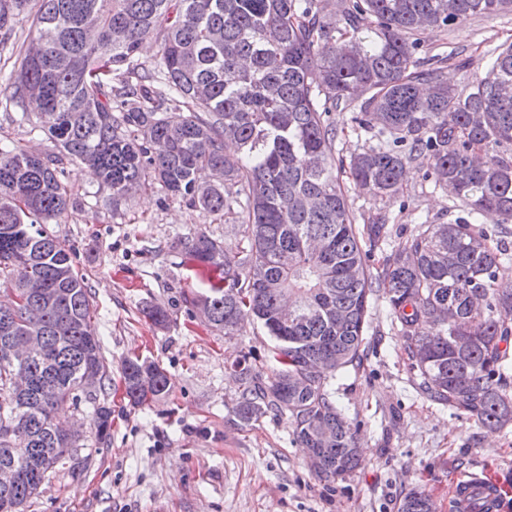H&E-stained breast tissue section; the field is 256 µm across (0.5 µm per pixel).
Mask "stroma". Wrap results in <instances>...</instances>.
Here are the masks:
<instances>
[{
	"label": "stroma",
	"mask_w": 512,
	"mask_h": 512,
	"mask_svg": "<svg viewBox=\"0 0 512 512\" xmlns=\"http://www.w3.org/2000/svg\"><path fill=\"white\" fill-rule=\"evenodd\" d=\"M419 38L427 55L441 58L448 84L461 89L484 77L499 46L512 43V12L429 28ZM460 57L467 62L462 70ZM1 145L53 149L46 127L3 111ZM65 180L74 204L47 230L70 250L92 293L91 325L112 377V437L98 443L86 408L63 405L61 419L80 425L81 447L25 512H399L413 490L428 494L436 512H460L453 488L468 474L504 487L500 512H512V425L484 427L418 390L383 294L370 301L360 369L331 382L337 405L358 430L362 462L345 478L328 480L313 469L286 419L269 414L244 426L233 414L240 395L234 363L267 360L271 339L260 324L244 322L227 336L207 327L189 301L205 291L212 273L191 267L175 241L204 231L230 242L236 228L154 190L113 202L76 163L67 165ZM348 196L358 223L386 215L396 239L461 213L415 164L394 198L354 190ZM149 305L166 310V327L145 315ZM134 356L166 370L168 394L130 404L120 367Z\"/></svg>",
	"instance_id": "stroma-1"
}]
</instances>
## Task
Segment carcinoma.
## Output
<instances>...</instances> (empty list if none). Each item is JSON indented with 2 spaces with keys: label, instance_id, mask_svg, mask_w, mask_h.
<instances>
[{
  "label": "carcinoma",
  "instance_id": "obj_1",
  "mask_svg": "<svg viewBox=\"0 0 512 512\" xmlns=\"http://www.w3.org/2000/svg\"><path fill=\"white\" fill-rule=\"evenodd\" d=\"M30 0H0L9 38ZM18 51L6 101L30 120L25 92L50 114L56 150L33 158L0 147V278L19 290L31 279L45 295L0 307V464L15 468L0 490V512H24L51 474L77 451L78 437L56 416L67 400L84 403L95 436L110 437L112 410L99 395L109 380L102 345L90 329V289L70 252L44 225L72 205L61 179L79 162L112 192L116 205L158 188L190 208L236 219L240 238L204 231L175 245L216 272L195 295L208 325L234 335L259 321L273 338L272 374L242 357L235 407L248 425L284 417L300 443L325 436L318 473L343 477L360 466V442L333 399L330 379L356 366L365 344L368 299L383 290L404 351L428 398L481 425L512 424V248L480 226L512 222V44L486 75L458 90L434 58L418 57L417 33L512 10V0H37ZM160 44L150 68L143 41ZM358 109L354 121L377 144L336 158L330 113ZM459 203L448 224H422L370 268L391 237L386 217L356 224L345 182L381 199L404 189L407 165ZM37 350L25 361L7 345L28 331ZM101 373L98 392L80 389ZM24 372L31 388L14 394ZM128 400L167 394L170 379L139 358L121 364ZM400 512H436L423 492Z\"/></svg>",
  "mask_w": 512,
  "mask_h": 512
}]
</instances>
